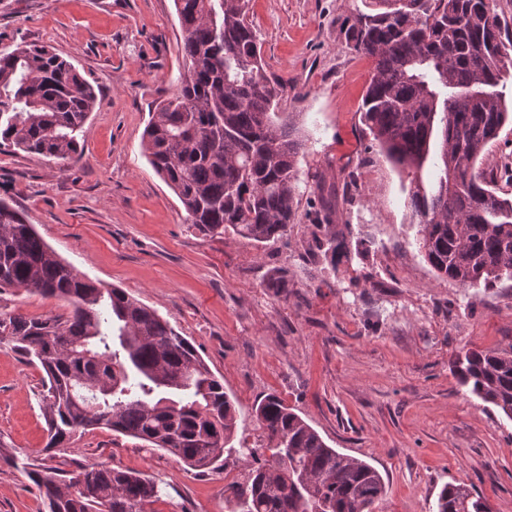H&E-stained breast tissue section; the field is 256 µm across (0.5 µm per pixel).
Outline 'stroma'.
I'll list each match as a JSON object with an SVG mask.
<instances>
[{
	"mask_svg": "<svg viewBox=\"0 0 512 512\" xmlns=\"http://www.w3.org/2000/svg\"><path fill=\"white\" fill-rule=\"evenodd\" d=\"M377 6L250 0L281 116L305 143L295 221L261 246L193 228L143 152L150 112L186 71L174 0H0V53L45 45L97 93L70 160L0 147V200L80 275L125 289L193 343L235 398L237 441L267 447L253 408L273 393L329 446L380 472L382 512H435L449 482L512 512V420L451 368L462 349L512 347V282L465 288L438 277L416 243L407 171L367 155L360 107L373 59L343 30ZM352 171L362 190L350 200ZM315 172L336 189V248L319 256ZM67 312L58 299L0 289V313ZM42 376L0 342V439L18 459L0 462V512H42L25 466L80 463L156 479L164 494L154 512H228L229 483L249 470L241 459L197 471L106 428L45 452Z\"/></svg>",
	"mask_w": 512,
	"mask_h": 512,
	"instance_id": "1",
	"label": "stroma"
}]
</instances>
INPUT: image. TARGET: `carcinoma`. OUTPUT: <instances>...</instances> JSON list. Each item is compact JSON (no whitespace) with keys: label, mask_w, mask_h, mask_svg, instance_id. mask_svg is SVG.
Here are the masks:
<instances>
[{"label":"carcinoma","mask_w":512,"mask_h":512,"mask_svg":"<svg viewBox=\"0 0 512 512\" xmlns=\"http://www.w3.org/2000/svg\"><path fill=\"white\" fill-rule=\"evenodd\" d=\"M187 73L151 113L143 133L155 173L202 234L275 242L294 223L303 141L280 120L278 93L248 21L249 0H174ZM359 14L347 44L374 59L361 121L390 162L416 173L409 204L417 242L441 277L467 288L512 281V199L478 166L512 110V36L495 0H391ZM96 100L72 63L37 44L0 54V142L66 160L77 153ZM429 180L421 173L427 162ZM20 287L70 307L64 319L0 315V340L45 373L44 451L108 428L165 449L196 470L235 451L236 408L195 346L124 289L74 271L33 225L0 201V287ZM454 371L462 386L512 420V351L469 349ZM83 383L109 388L87 401ZM271 460L234 486L231 512H376L386 488L369 463L329 447L284 401L255 407ZM47 512H153L158 483L84 464L67 479L27 471ZM437 512H491L465 484L438 494Z\"/></svg>","instance_id":"obj_1"}]
</instances>
